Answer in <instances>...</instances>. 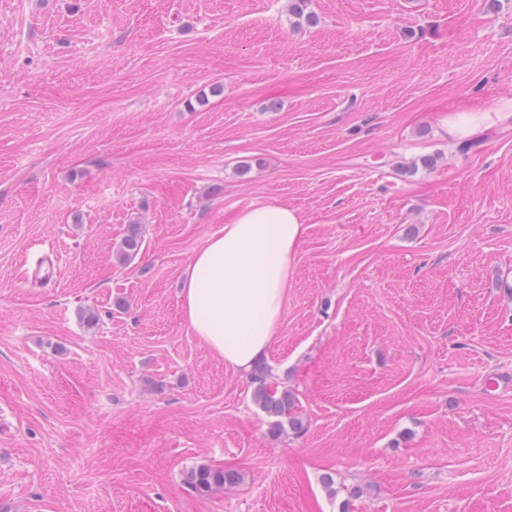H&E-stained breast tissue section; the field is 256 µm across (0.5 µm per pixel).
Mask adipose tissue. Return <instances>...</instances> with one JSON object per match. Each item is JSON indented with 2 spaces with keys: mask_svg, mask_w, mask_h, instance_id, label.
<instances>
[{
  "mask_svg": "<svg viewBox=\"0 0 512 512\" xmlns=\"http://www.w3.org/2000/svg\"><path fill=\"white\" fill-rule=\"evenodd\" d=\"M306 231L296 210L267 203L238 213L191 256L183 318L225 366L246 372L266 357Z\"/></svg>",
  "mask_w": 512,
  "mask_h": 512,
  "instance_id": "ef3b65f1",
  "label": "adipose tissue"
}]
</instances>
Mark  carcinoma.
Masks as SVG:
<instances>
[{
    "label": "carcinoma",
    "instance_id": "carcinoma-1",
    "mask_svg": "<svg viewBox=\"0 0 512 512\" xmlns=\"http://www.w3.org/2000/svg\"><path fill=\"white\" fill-rule=\"evenodd\" d=\"M308 0H289V12L299 22L311 25L315 17L307 11ZM143 245L142 225L130 224L120 245L119 256L124 262L134 260ZM252 398L260 410L270 419L268 433L278 438L285 433L300 434L305 425L298 412L295 394L272 382V369L258 363L248 375ZM240 473L200 462L186 472V482L200 496H209L227 486L239 483Z\"/></svg>",
    "mask_w": 512,
    "mask_h": 512
}]
</instances>
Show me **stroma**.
Masks as SVG:
<instances>
[{"label": "stroma", "mask_w": 512, "mask_h": 512, "mask_svg": "<svg viewBox=\"0 0 512 512\" xmlns=\"http://www.w3.org/2000/svg\"><path fill=\"white\" fill-rule=\"evenodd\" d=\"M309 9L0 0V512H512L484 385L512 379V0ZM268 202L308 227L265 358L306 429L277 439L180 288ZM200 462L241 481L198 496ZM143 231L140 224H129L127 232L120 245L119 256L124 262L134 260L141 252Z\"/></svg>", "instance_id": "35a3bbf8"}]
</instances>
